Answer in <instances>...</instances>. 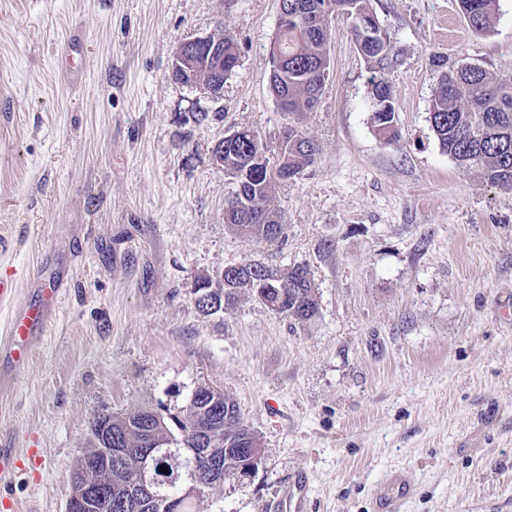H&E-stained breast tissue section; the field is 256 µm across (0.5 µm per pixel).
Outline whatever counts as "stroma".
I'll use <instances>...</instances> for the list:
<instances>
[{
	"label": "stroma",
	"instance_id": "stroma-1",
	"mask_svg": "<svg viewBox=\"0 0 512 512\" xmlns=\"http://www.w3.org/2000/svg\"><path fill=\"white\" fill-rule=\"evenodd\" d=\"M371 4L402 51L393 141L346 17L328 22L317 107L290 115L269 85L279 0H0V273L23 287L49 258L71 278L0 388V448L44 458L0 484L18 512H65L97 416L166 418L200 385L239 405L264 455L195 512H274L300 474L305 512H370L395 470L416 480L399 512H512V190L459 167L429 119L433 56L512 81V0L483 33L459 0ZM225 34L238 65L220 94L173 78L181 42ZM290 124L320 151L273 185L284 234L237 231L213 149L251 127L274 161ZM251 261L306 266L315 316L246 292L202 313V278Z\"/></svg>",
	"mask_w": 512,
	"mask_h": 512
}]
</instances>
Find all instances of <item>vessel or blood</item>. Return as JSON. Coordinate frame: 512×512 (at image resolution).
<instances>
[{
  "label": "vessel or blood",
  "mask_w": 512,
  "mask_h": 512,
  "mask_svg": "<svg viewBox=\"0 0 512 512\" xmlns=\"http://www.w3.org/2000/svg\"><path fill=\"white\" fill-rule=\"evenodd\" d=\"M28 279L32 294L18 297L13 274L0 275V301L12 302V315L5 337L0 340V364L9 369L22 368L30 359L37 344L47 334L56 319L60 297L65 292L63 272L37 266L29 270ZM38 462L37 453H29L27 459L0 451V483L11 482L22 470L24 461ZM414 489L410 472L397 471L380 484L372 496L373 512H397L400 502L409 497ZM307 499L305 478H296L288 487L279 512H303Z\"/></svg>",
  "instance_id": "b4317fda"
}]
</instances>
